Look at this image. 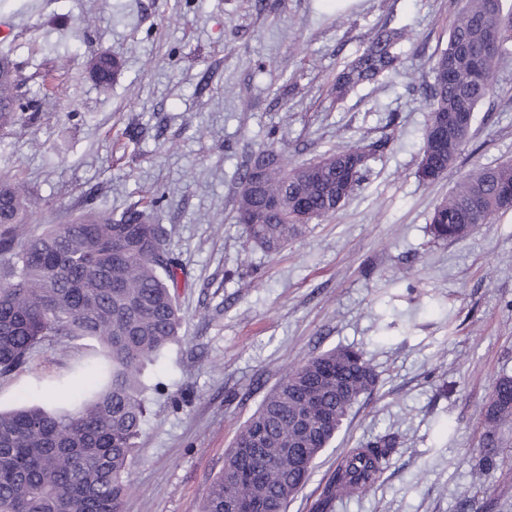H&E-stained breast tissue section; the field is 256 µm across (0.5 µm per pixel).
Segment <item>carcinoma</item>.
Listing matches in <instances>:
<instances>
[{
	"instance_id": "obj_1",
	"label": "carcinoma",
	"mask_w": 512,
	"mask_h": 512,
	"mask_svg": "<svg viewBox=\"0 0 512 512\" xmlns=\"http://www.w3.org/2000/svg\"><path fill=\"white\" fill-rule=\"evenodd\" d=\"M402 33L377 31L336 75L332 94L395 69ZM512 53V9L503 0H465L448 46L432 67L428 123L461 120L443 153L423 149L421 182L444 177L466 143L479 104L492 92L497 62ZM39 103L24 90L8 55L0 56V127L32 121ZM369 150L359 143L291 164L271 146L241 177L237 220L248 241L277 253L314 220L331 217L360 182ZM258 177L259 187L244 186ZM512 161L466 174L439 202L429 233L457 241L508 211ZM36 201L17 181L0 180V376L25 367L51 340L87 337L101 348L103 386L72 410L22 405L0 411V512H122L134 448L148 412L147 366L176 342L183 320L176 303L179 260L167 231L136 206L119 216L95 207L67 224L22 237ZM377 375L359 350L336 347L291 368L264 395L229 449L224 470L199 512H224L236 499L250 512H286L358 399ZM484 457L512 425V375L502 374L484 406ZM396 438L384 434L349 451L321 503L361 493L379 478Z\"/></svg>"
}]
</instances>
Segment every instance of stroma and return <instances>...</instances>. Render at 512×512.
<instances>
[{"instance_id":"1","label":"stroma","mask_w":512,"mask_h":512,"mask_svg":"<svg viewBox=\"0 0 512 512\" xmlns=\"http://www.w3.org/2000/svg\"><path fill=\"white\" fill-rule=\"evenodd\" d=\"M461 0H0V46L40 112L0 128V179L37 194L29 233L88 204L121 213L160 196L178 257L183 336L151 367L155 390L123 512H197L236 435L288 369L336 346L378 375L287 512H317L346 453L397 446L366 492L331 512H512V428L480 465L482 409L512 374V211L434 242L431 213L478 166L512 160V56L495 68L461 155L416 177L431 66ZM402 30L400 63L335 99L336 74L381 27ZM108 51L109 87L89 74ZM52 85L43 88L42 74ZM277 140L290 161L356 142L370 156L332 217L283 251L236 222L246 166ZM97 343L66 339L0 376V409L71 408L93 387Z\"/></svg>"}]
</instances>
